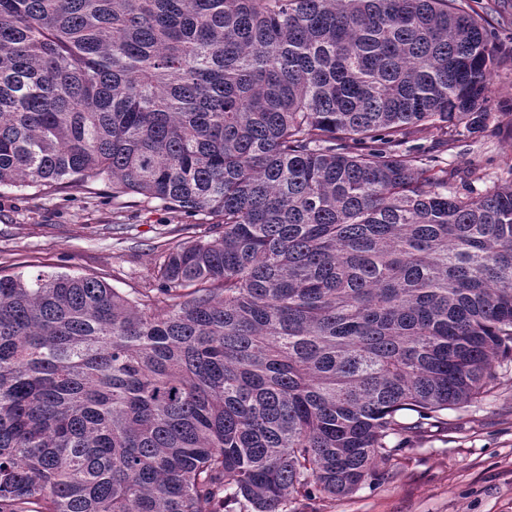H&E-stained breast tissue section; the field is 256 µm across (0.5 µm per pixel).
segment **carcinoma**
<instances>
[{"mask_svg": "<svg viewBox=\"0 0 512 512\" xmlns=\"http://www.w3.org/2000/svg\"><path fill=\"white\" fill-rule=\"evenodd\" d=\"M495 39L464 0H0V188L224 225L154 292L0 275V512H288L486 396L512 168L418 141L512 116ZM493 97L490 112H505L499 110V104L512 106V70H502L494 76Z\"/></svg>", "mask_w": 512, "mask_h": 512, "instance_id": "cac0c4a2", "label": "carcinoma"}]
</instances>
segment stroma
I'll list each match as a JSON object with an SVG mask.
<instances>
[{
    "instance_id": "obj_1",
    "label": "stroma",
    "mask_w": 512,
    "mask_h": 512,
    "mask_svg": "<svg viewBox=\"0 0 512 512\" xmlns=\"http://www.w3.org/2000/svg\"><path fill=\"white\" fill-rule=\"evenodd\" d=\"M512 54V0H468ZM434 155L449 168L495 174L512 166V133L460 131ZM209 217L187 216L139 195L113 198L105 181L78 188H0V272L41 266L107 281L132 293L155 287L159 255L206 234ZM482 400L447 413L448 427L421 438L394 437L399 450L356 492L322 501L300 497L291 512H512V357Z\"/></svg>"
}]
</instances>
